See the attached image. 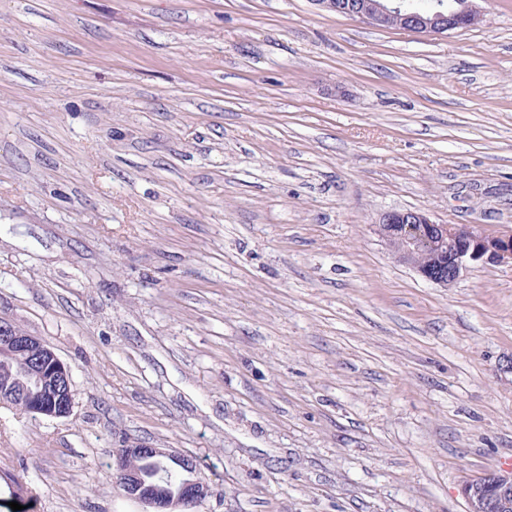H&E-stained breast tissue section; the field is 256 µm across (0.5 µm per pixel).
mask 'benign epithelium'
<instances>
[{"instance_id":"7a95c632","label":"benign epithelium","mask_w":512,"mask_h":512,"mask_svg":"<svg viewBox=\"0 0 512 512\" xmlns=\"http://www.w3.org/2000/svg\"><path fill=\"white\" fill-rule=\"evenodd\" d=\"M326 11L366 20L386 27L392 18L407 31L444 35L460 26L461 16L478 18L482 7L478 0H465L459 11H450L442 0L433 3L428 13L417 8L416 0H312ZM378 235L398 258L412 266L427 281L447 288L474 265L512 266V230L490 233L481 225L438 224L420 209H392L376 222ZM0 338L5 352L24 355L42 365L31 373L32 388L25 391L28 410L34 416L56 417L43 403L44 392L52 387L65 389L68 403L62 405L65 416L73 411L71 372L53 349L40 338L20 334L14 322L0 316ZM113 478L126 495L150 508V512H177L188 504H197L208 494V487L196 479L186 484L176 498L161 499L142 492L140 474L128 468L113 469ZM467 512H512V467L487 473L462 485Z\"/></svg>"}]
</instances>
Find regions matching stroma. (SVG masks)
I'll list each match as a JSON object with an SVG mask.
<instances>
[{
	"label": "stroma",
	"mask_w": 512,
	"mask_h": 512,
	"mask_svg": "<svg viewBox=\"0 0 512 512\" xmlns=\"http://www.w3.org/2000/svg\"><path fill=\"white\" fill-rule=\"evenodd\" d=\"M512 229V0L437 36L312 0H0V316L70 368L66 418L0 408L31 512H466L512 465V267L449 288L384 211ZM126 451H135L138 454L155 457L164 456L162 458L149 457L136 460L144 485L160 496H176L187 481L198 478L196 469H194V473L187 471L180 463V458L177 456L165 457L171 454L161 448H128ZM112 474L114 483L117 480L126 495L151 508L152 510L149 512H182L181 509L186 507L187 503L197 505L208 494L207 485L196 479L187 483L181 495L176 498H156L142 493L140 474L128 468H120L119 461ZM116 486L123 491L119 485Z\"/></svg>",
	"instance_id": "1"
}]
</instances>
